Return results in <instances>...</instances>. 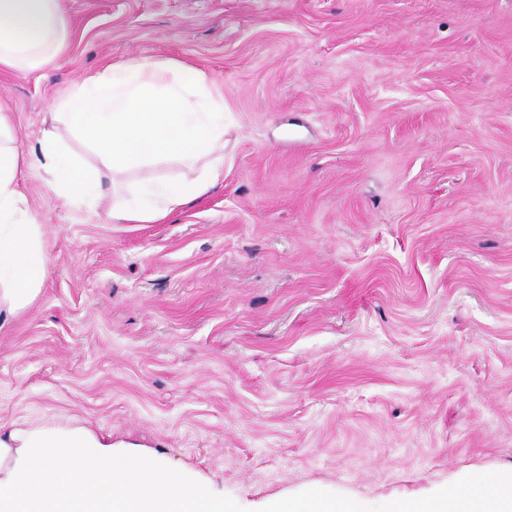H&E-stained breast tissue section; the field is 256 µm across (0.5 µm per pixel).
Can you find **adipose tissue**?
<instances>
[{"label":"adipose tissue","mask_w":512,"mask_h":512,"mask_svg":"<svg viewBox=\"0 0 512 512\" xmlns=\"http://www.w3.org/2000/svg\"><path fill=\"white\" fill-rule=\"evenodd\" d=\"M60 0H0V69L54 65L66 45ZM37 162L45 189L97 212L100 169L62 147L57 127L87 143L112 172L115 224H152L205 193L224 175V100L193 67L150 58L113 64L57 102ZM21 157L0 111V313L32 304L47 275L41 229L17 183ZM175 163L183 174L125 186L128 173ZM0 512H233L144 456L114 449L79 426L40 425L0 436ZM419 512H512V491L448 492Z\"/></svg>","instance_id":"ef3b65f1"}]
</instances>
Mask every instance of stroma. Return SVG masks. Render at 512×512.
<instances>
[{"label": "stroma", "mask_w": 512, "mask_h": 512, "mask_svg": "<svg viewBox=\"0 0 512 512\" xmlns=\"http://www.w3.org/2000/svg\"><path fill=\"white\" fill-rule=\"evenodd\" d=\"M0 70L22 157L139 57L224 98V178L156 224L18 181L48 275L0 321V434L75 424L224 498L388 512L512 474V0H62Z\"/></svg>", "instance_id": "1"}]
</instances>
